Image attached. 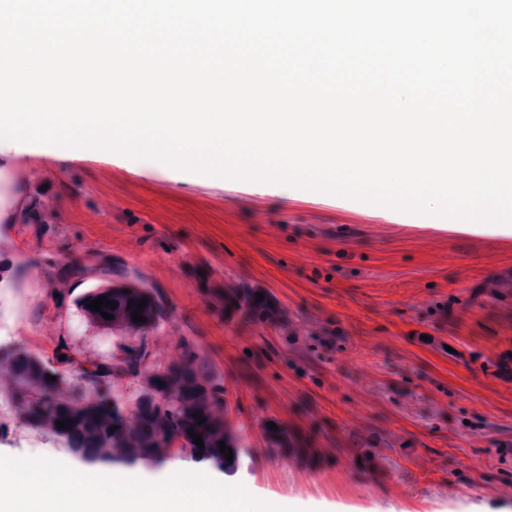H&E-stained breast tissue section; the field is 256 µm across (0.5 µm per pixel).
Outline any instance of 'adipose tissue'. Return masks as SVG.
Returning <instances> with one entry per match:
<instances>
[{
    "label": "adipose tissue",
    "instance_id": "ef3b65f1",
    "mask_svg": "<svg viewBox=\"0 0 512 512\" xmlns=\"http://www.w3.org/2000/svg\"><path fill=\"white\" fill-rule=\"evenodd\" d=\"M41 153L20 151L0 142V224H20L35 214L36 199L21 170L32 167ZM165 485L161 494L147 484L133 483L115 466L73 462L65 485H58L55 460L24 461L0 471V512H279L277 503L253 501L224 493V476L185 479L186 465L170 458L157 464Z\"/></svg>",
    "mask_w": 512,
    "mask_h": 512
}]
</instances>
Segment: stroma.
Listing matches in <instances>:
<instances>
[{
	"label": "stroma",
	"instance_id": "obj_1",
	"mask_svg": "<svg viewBox=\"0 0 512 512\" xmlns=\"http://www.w3.org/2000/svg\"><path fill=\"white\" fill-rule=\"evenodd\" d=\"M39 224L0 232V356L87 357L126 339L80 302L100 253L157 288L167 315L147 336L165 362L192 343L224 379L243 466L224 491L306 512H512V235L466 233L443 216L270 184L133 169L94 158L27 173ZM26 253L33 264H16ZM270 291L281 327L228 319L225 284ZM27 330L15 329L13 320ZM277 422L309 456L267 448ZM70 454L17 427L0 397V467Z\"/></svg>",
	"mask_w": 512,
	"mask_h": 512
}]
</instances>
